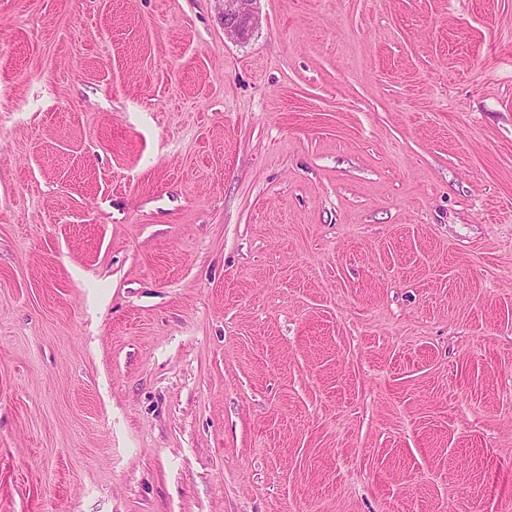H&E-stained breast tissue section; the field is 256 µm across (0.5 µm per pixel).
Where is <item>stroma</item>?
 Listing matches in <instances>:
<instances>
[{"label": "stroma", "instance_id": "stroma-1", "mask_svg": "<svg viewBox=\"0 0 512 512\" xmlns=\"http://www.w3.org/2000/svg\"><path fill=\"white\" fill-rule=\"evenodd\" d=\"M0 0V512H512V0ZM223 4L224 34L236 40H244L255 28L258 17L256 0H220Z\"/></svg>", "mask_w": 512, "mask_h": 512}]
</instances>
